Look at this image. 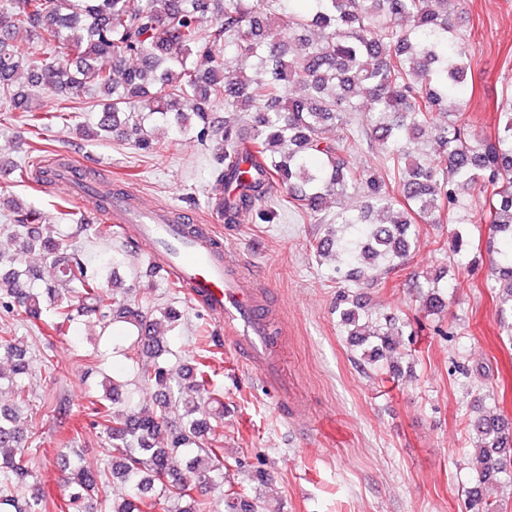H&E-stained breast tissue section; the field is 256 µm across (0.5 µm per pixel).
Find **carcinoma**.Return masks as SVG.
Segmentation results:
<instances>
[{"mask_svg": "<svg viewBox=\"0 0 512 512\" xmlns=\"http://www.w3.org/2000/svg\"><path fill=\"white\" fill-rule=\"evenodd\" d=\"M27 33V39L18 33ZM60 49L49 53L47 49ZM140 65L130 64L132 60ZM251 61L256 75L238 64ZM28 71V86L17 85ZM472 74V58L446 0H0V99L23 109L31 138L62 123L83 137H122L145 152L169 144L160 135L189 134L214 148L215 181L241 189L232 201L208 206L236 224L282 189L295 211L334 224L315 239L318 255L336 254L342 281L383 283L410 257L419 224L460 223L474 203L488 225V251L500 311L512 315V90L498 105L495 135L478 137L457 105L458 89ZM63 98L53 110L31 109L34 92ZM100 96L92 124L72 123L66 100ZM224 102V120L213 116ZM341 133L324 136L326 127ZM253 150L241 148V128ZM434 133L437 148L420 155L413 141ZM387 145L381 170L358 168L352 155L361 140ZM364 198L355 212L325 213L327 199ZM8 225L20 250L0 251V312L19 310L29 321L50 312L62 330L86 319L100 334L121 323L133 336L140 382L152 397L138 408L136 393L117 375L92 402L106 423L112 448L107 471L82 465L74 448L58 454L68 476L69 501L95 498L104 512H147L157 501L190 500L177 512H266L257 499L234 490L224 461V403L208 392L201 361L171 365L164 330L180 326L183 312L143 307L133 288L118 282V257L92 258L42 224V213L13 201ZM59 218L94 240L120 236L111 224L89 222L60 200ZM469 233H454L452 260L464 267ZM37 253L44 268L27 263ZM444 272L417 283L428 315L449 298ZM336 310L362 356L376 363L404 336L396 318L380 321L346 293ZM34 371L21 336H0V386L13 403L0 407V512H43L44 496L29 490L24 461L36 432L22 413L33 410L26 380ZM477 481L465 494V512H503L484 494L512 470V430L492 412L474 425ZM195 473L187 483L180 466ZM123 484L109 498L110 482Z\"/></svg>", "mask_w": 512, "mask_h": 512, "instance_id": "obj_1", "label": "carcinoma"}]
</instances>
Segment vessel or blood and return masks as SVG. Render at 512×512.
<instances>
[{"label":"vessel or blood","instance_id":"b4317fda","mask_svg":"<svg viewBox=\"0 0 512 512\" xmlns=\"http://www.w3.org/2000/svg\"><path fill=\"white\" fill-rule=\"evenodd\" d=\"M46 177L76 195L90 218L136 232L140 245L193 302L223 322L233 350L265 375L275 367L278 328L265 293L245 274L240 257L225 247L215 227L172 206L145 202L137 193L92 190L79 168L50 166Z\"/></svg>","mask_w":512,"mask_h":512}]
</instances>
